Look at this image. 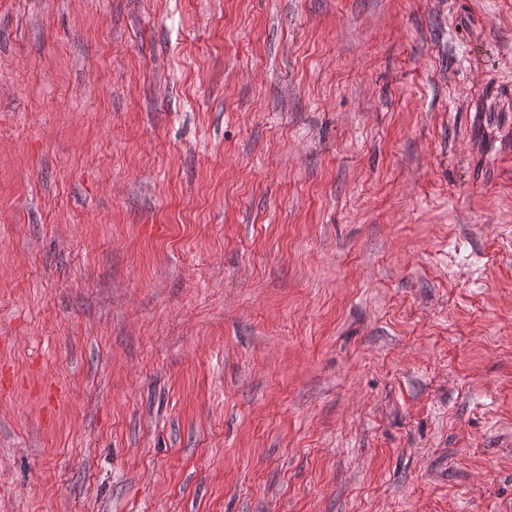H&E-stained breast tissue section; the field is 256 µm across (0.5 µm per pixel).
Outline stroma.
Wrapping results in <instances>:
<instances>
[{
  "mask_svg": "<svg viewBox=\"0 0 512 512\" xmlns=\"http://www.w3.org/2000/svg\"><path fill=\"white\" fill-rule=\"evenodd\" d=\"M512 0H0V512H512Z\"/></svg>",
  "mask_w": 512,
  "mask_h": 512,
  "instance_id": "1",
  "label": "stroma"
}]
</instances>
